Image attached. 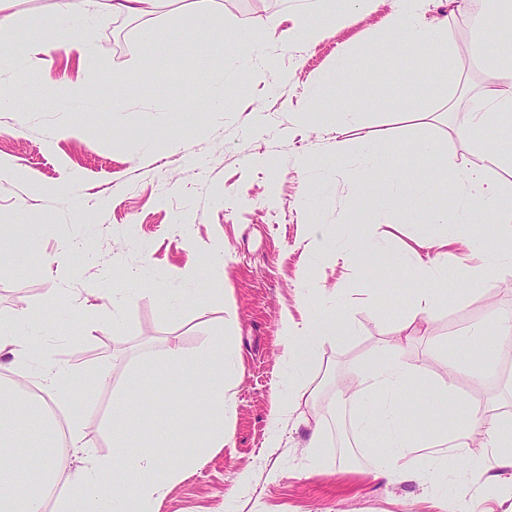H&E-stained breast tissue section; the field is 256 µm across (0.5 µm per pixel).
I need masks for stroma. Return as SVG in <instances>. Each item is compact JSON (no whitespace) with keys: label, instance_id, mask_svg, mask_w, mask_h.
<instances>
[{"label":"stroma","instance_id":"stroma-1","mask_svg":"<svg viewBox=\"0 0 512 512\" xmlns=\"http://www.w3.org/2000/svg\"><path fill=\"white\" fill-rule=\"evenodd\" d=\"M56 0H13L12 21L0 27V50L27 44L24 73L0 76V96L17 100L0 109V157L19 163L20 181L0 180V252L20 250L22 268L0 267V319L28 310L39 344L35 369L61 365L74 375V390L60 413H81L91 450L113 452L108 417L112 397L166 398L165 410L138 412L145 432L167 433L169 455L179 460L186 413L201 412L205 399L192 372L206 363L175 366L167 347L179 342L192 352L223 338L237 353L231 378L234 410L224 420L221 448L208 449L184 478L168 486L157 512H444L467 488L465 512H512V497L474 472L473 462L452 453L433 463L420 460L413 478L394 484L374 480L381 441L367 443L359 423L376 396L339 397L336 384H357L362 357L393 346L415 296L379 255L354 257L330 268L307 254L311 234L342 244L356 225L379 226L383 245L403 251L416 240L440 236L443 228L409 214L407 201L386 198L391 180L431 171L434 162L410 153L415 141L438 143L448 157L437 174L427 209L454 208L472 153L457 135L465 113L449 112L481 85L479 65L497 48L473 29V18L493 17L495 0H472V17L449 18L457 51L447 63L429 62L419 79L404 68L394 33L383 25L393 0H375L372 13L320 43L288 35L287 19L318 11V0H276L274 9L247 15L233 0H213L225 25H253L265 37L267 65L252 69L235 58L237 82L224 84V109L212 111L200 95L201 77L176 52L162 53L160 40L189 31L198 0H172L159 15L108 17L82 28L96 44L88 59L60 49L44 53L34 37L53 15ZM156 42H147L144 31ZM352 65L320 102L309 96L312 82L331 68L338 47ZM461 73L448 87L444 69ZM125 77L123 89L112 78ZM125 111L115 115L114 102ZM358 112L360 125L346 133L347 151L329 152L336 138V112ZM168 121L165 136L142 150L148 110ZM61 125L81 128L61 139ZM375 141L400 154L378 183L379 198L365 192L355 171L358 151ZM83 185L71 191L68 178ZM39 222L40 237L27 241L22 219ZM223 262L213 265V255ZM135 293L120 317L111 307L89 303L88 290L101 272ZM169 287L191 286L195 298L168 311L150 288L152 278ZM224 294L212 296L215 282ZM312 310L352 324L353 335L324 344L305 372L289 366L280 318ZM512 316V275L460 286L439 300L433 319L398 350L399 362L421 368V378L402 388L403 405L422 404L429 425L444 428L441 401L423 403V393L452 384L477 413L494 411L512 420V354L497 337V315ZM485 324L481 338L490 372L468 371L446 381L434 361L437 350L456 355L468 329ZM145 371L137 382L133 373ZM304 381L334 410V417L305 408L278 421L277 407L296 381ZM279 447H269L272 428ZM321 432L323 446L309 444Z\"/></svg>","mask_w":512,"mask_h":512}]
</instances>
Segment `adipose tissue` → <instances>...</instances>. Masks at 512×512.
I'll list each match as a JSON object with an SVG mask.
<instances>
[{
    "mask_svg": "<svg viewBox=\"0 0 512 512\" xmlns=\"http://www.w3.org/2000/svg\"><path fill=\"white\" fill-rule=\"evenodd\" d=\"M369 2L348 0L347 7L339 10L332 0H326L322 15L301 23L299 31L309 39L323 38L336 27L352 24ZM162 3L163 0H61L56 13L43 26L41 48L47 53L65 48L82 57L91 56L95 51L93 43L74 37L78 24L93 22L99 13L145 16L156 12ZM423 3L424 0H395L389 28L399 34L404 52L428 49L439 58H447L454 51L447 15L427 16ZM192 32L199 37H217L228 54L256 57L261 52V37L252 27L224 26L208 10L195 14ZM482 70L484 80L467 99L468 121L458 132L476 156L466 175L473 193L467 194L461 207L451 214L422 210L420 197L433 182L430 175L415 176L400 188L401 194L408 197L416 220L450 228L449 233L421 242L417 250L384 256L386 265L398 277L417 286L408 318L412 325L428 322L437 300L448 296L449 245L460 244L477 253L478 266L461 271L470 284L512 270V250L507 252L497 246L498 240L512 239V210L501 205L500 184L485 177L486 170L494 167L512 174V150H496L486 137L495 119L512 113V51L501 50L485 58ZM467 223L486 224L490 230L479 239L458 234L457 225ZM282 330L284 335L296 332L301 337L298 346L285 350L289 365L299 369L309 363L319 345L350 335L352 327L344 320L309 313L299 322L292 315H284ZM198 356L209 365L208 370L193 375L205 394L206 406L190 430L193 454L174 465L164 455L141 454L144 438L128 424L131 403L126 396H118L112 402L109 426L114 453L97 456L85 451L87 442L80 414L69 413L61 423L46 409L48 400L70 396L72 374L68 368L56 366L39 372L44 395L39 402L21 391L18 383L0 379V512H43L47 495L60 486L65 487L66 493L57 498L56 512H155L163 490L179 481L194 466L198 455L224 445V419L232 408L228 395L230 364L235 354L217 341L201 349ZM419 376L418 370L392 362L381 350L371 353L361 364L360 386L379 397L378 404L365 411L363 429L368 434L385 430L389 439L374 479L392 482L407 476L413 467L415 449L406 435L412 416L395 401L394 394ZM441 400L449 413L450 428L428 435L424 446L445 443L465 451L477 450L493 469L494 481L512 492V432L503 430L502 420L467 409L451 388H444ZM70 453L83 454L84 463L65 477L59 462ZM19 467L34 475L35 485L12 477V470Z\"/></svg>",
    "mask_w": 512,
    "mask_h": 512,
    "instance_id": "obj_1",
    "label": "adipose tissue"
}]
</instances>
